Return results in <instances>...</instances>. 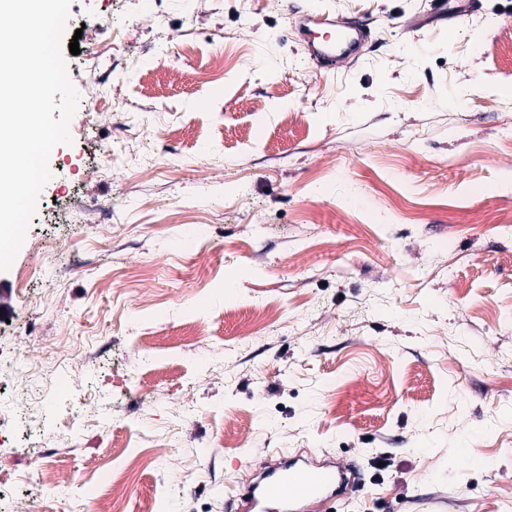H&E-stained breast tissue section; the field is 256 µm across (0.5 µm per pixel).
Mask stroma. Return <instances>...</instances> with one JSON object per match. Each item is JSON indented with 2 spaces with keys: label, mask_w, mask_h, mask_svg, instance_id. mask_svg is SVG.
Returning <instances> with one entry per match:
<instances>
[{
  "label": "stroma",
  "mask_w": 512,
  "mask_h": 512,
  "mask_svg": "<svg viewBox=\"0 0 512 512\" xmlns=\"http://www.w3.org/2000/svg\"><path fill=\"white\" fill-rule=\"evenodd\" d=\"M298 12L363 18L358 61L318 70ZM506 32L512 0H72L84 109L0 272V353L59 352L65 389L0 447L32 475L9 512H94L143 448L124 512H235L243 456L322 449L361 470L344 512H512V234L472 220L512 209ZM261 302L286 329L250 330Z\"/></svg>",
  "instance_id": "stroma-1"
}]
</instances>
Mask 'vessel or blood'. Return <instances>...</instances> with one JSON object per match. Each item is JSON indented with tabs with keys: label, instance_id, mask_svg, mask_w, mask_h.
Masks as SVG:
<instances>
[{
	"label": "vessel or blood",
	"instance_id": "1",
	"mask_svg": "<svg viewBox=\"0 0 512 512\" xmlns=\"http://www.w3.org/2000/svg\"><path fill=\"white\" fill-rule=\"evenodd\" d=\"M310 60L320 68L357 60L359 43L366 31L353 17L327 19L298 16ZM347 467L330 462L310 466L296 459L265 469L242 495L243 512H310L312 504H325L348 485Z\"/></svg>",
	"mask_w": 512,
	"mask_h": 512
}]
</instances>
